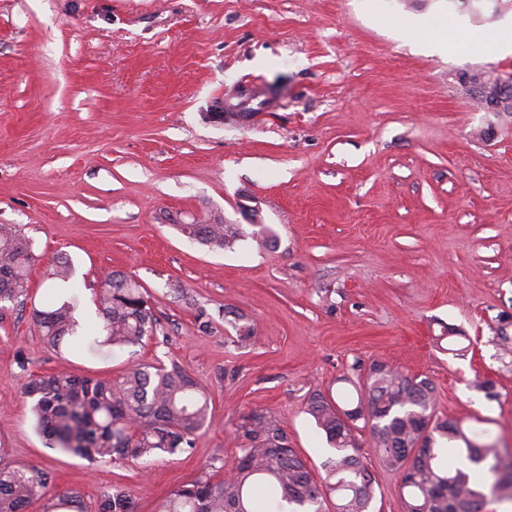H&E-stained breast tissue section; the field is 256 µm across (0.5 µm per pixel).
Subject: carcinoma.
Wrapping results in <instances>:
<instances>
[{
	"instance_id": "carcinoma-1",
	"label": "carcinoma",
	"mask_w": 512,
	"mask_h": 512,
	"mask_svg": "<svg viewBox=\"0 0 512 512\" xmlns=\"http://www.w3.org/2000/svg\"><path fill=\"white\" fill-rule=\"evenodd\" d=\"M180 230L212 250H232L251 236L262 242L275 238L264 224L252 232L221 218L209 224H182ZM37 260L33 243L11 228H0V303L24 302L29 296L31 267ZM49 288L58 298L33 310L44 344L60 355L74 342L94 356L103 346L121 350L143 343L158 331L149 295L135 279L112 272L98 293L102 334L79 331L76 313L80 293L63 289L72 268L59 261L49 272ZM227 323L243 346L253 337L251 323L234 310L224 309ZM359 403L346 409L322 393L307 401V414L326 438L336 457L316 477L288 441L284 424L270 412L256 409L241 416L236 437L241 454L224 478H199L178 486L159 506V512H253L254 490L272 485L266 512H323L325 500H340L336 512H369L376 482L362 461L356 437L360 427L370 431L372 447L383 465L402 476L404 512H484L486 494L478 488L474 469L481 466L493 477L492 492L512 500V459L506 461L490 439L483 421L466 429L460 422L437 416L434 386L387 363H371L359 379ZM32 400L36 430L51 449L82 459L147 460L157 454L177 455L194 448L198 433L213 418L210 396L178 362L135 364L116 380L76 377L66 373L34 375L23 387ZM360 413L347 424L342 417ZM461 441L467 469L453 465L444 445ZM34 499L44 500V512H88L75 491H52L51 473L36 465L0 464V512H24ZM96 512H135L131 495L115 489L96 506Z\"/></svg>"
}]
</instances>
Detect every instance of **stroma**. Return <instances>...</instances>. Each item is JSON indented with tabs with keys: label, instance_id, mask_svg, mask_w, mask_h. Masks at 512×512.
<instances>
[{
	"label": "stroma",
	"instance_id": "obj_1",
	"mask_svg": "<svg viewBox=\"0 0 512 512\" xmlns=\"http://www.w3.org/2000/svg\"><path fill=\"white\" fill-rule=\"evenodd\" d=\"M0 0V225L33 240L30 304L0 306V448L95 506L113 488L158 512L239 455L235 428L270 411L313 472L333 451L312 393L355 407L375 361L436 386L438 416L487 423L512 453V114L458 83L512 73L484 36L512 11L483 0ZM447 37L442 52L424 36ZM226 101L246 121L211 119ZM268 225L273 246L210 251L184 224ZM68 258L87 333L104 276L147 290L166 336L57 356L32 310ZM255 326L231 343L225 309ZM211 320L208 332L197 316ZM451 338H443V330ZM467 349L453 355L454 345ZM25 367H18V359ZM179 362L212 397L191 455L94 464L47 448L28 375L116 379ZM372 512H403L370 446Z\"/></svg>",
	"mask_w": 512,
	"mask_h": 512
}]
</instances>
